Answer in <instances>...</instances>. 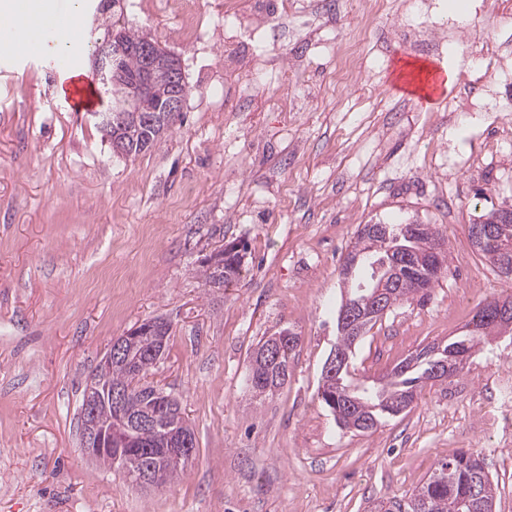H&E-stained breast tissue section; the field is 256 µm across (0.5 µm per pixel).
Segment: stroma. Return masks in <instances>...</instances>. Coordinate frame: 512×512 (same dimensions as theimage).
Segmentation results:
<instances>
[{
	"mask_svg": "<svg viewBox=\"0 0 512 512\" xmlns=\"http://www.w3.org/2000/svg\"><path fill=\"white\" fill-rule=\"evenodd\" d=\"M83 0L84 74L118 29L180 60L188 93L161 142L131 157L57 94L68 56L0 63V512H375L407 503L441 460L481 452L494 512H512V428L490 427L512 368L493 341L456 377L428 385L372 433L341 429L317 398L336 344L343 259L363 225L429 224L447 260L425 301L397 303L356 345V377H380L416 350L460 335L479 303L512 294L474 246L481 215L512 205V43L500 69L472 76L459 55L416 52L391 12L347 0H276L245 35L248 63L224 67V0H202V34L182 41L178 0ZM512 0H429L430 25L468 44L504 36ZM374 79L371 98L337 85L349 43ZM404 61L451 72L431 104L404 94ZM270 80L250 82L257 70ZM477 82L485 112L456 99ZM298 90L308 105L273 112ZM246 246L240 280L205 282L203 258ZM172 325L150 380L176 397L197 451L166 487L145 490L80 444L85 382L113 338L144 320ZM298 334L287 382L256 398L258 341Z\"/></svg>",
	"mask_w": 512,
	"mask_h": 512,
	"instance_id": "obj_1",
	"label": "stroma"
}]
</instances>
